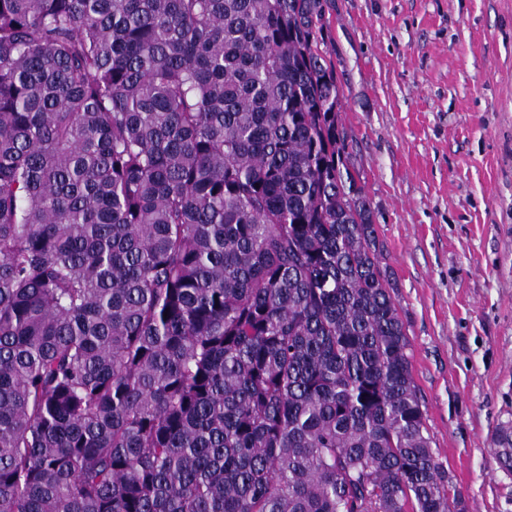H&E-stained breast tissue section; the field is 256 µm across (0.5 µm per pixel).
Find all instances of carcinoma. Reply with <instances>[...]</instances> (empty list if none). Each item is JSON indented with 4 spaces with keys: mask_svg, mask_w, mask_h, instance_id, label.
Listing matches in <instances>:
<instances>
[{
    "mask_svg": "<svg viewBox=\"0 0 512 512\" xmlns=\"http://www.w3.org/2000/svg\"><path fill=\"white\" fill-rule=\"evenodd\" d=\"M327 7L0 0V512H465Z\"/></svg>",
    "mask_w": 512,
    "mask_h": 512,
    "instance_id": "1",
    "label": "carcinoma"
}]
</instances>
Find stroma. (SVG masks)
Wrapping results in <instances>:
<instances>
[{
    "label": "stroma",
    "instance_id": "1",
    "mask_svg": "<svg viewBox=\"0 0 512 512\" xmlns=\"http://www.w3.org/2000/svg\"><path fill=\"white\" fill-rule=\"evenodd\" d=\"M327 56L438 461L512 512V0H329ZM493 457L500 468L512 472V421L501 423L493 439Z\"/></svg>",
    "mask_w": 512,
    "mask_h": 512
}]
</instances>
